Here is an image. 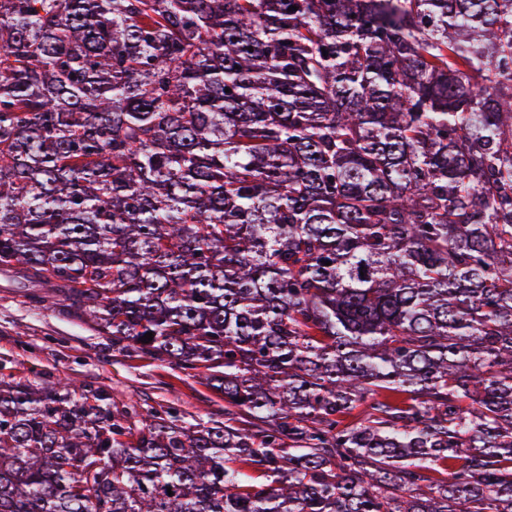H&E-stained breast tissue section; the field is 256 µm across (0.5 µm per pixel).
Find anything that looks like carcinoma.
Instances as JSON below:
<instances>
[{"label": "carcinoma", "instance_id": "cac0c4a2", "mask_svg": "<svg viewBox=\"0 0 512 512\" xmlns=\"http://www.w3.org/2000/svg\"><path fill=\"white\" fill-rule=\"evenodd\" d=\"M0 267L241 422L1 374L0 512H512V0H0Z\"/></svg>", "mask_w": 512, "mask_h": 512}]
</instances>
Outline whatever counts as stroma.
I'll return each mask as SVG.
<instances>
[{
    "label": "stroma",
    "mask_w": 512,
    "mask_h": 512,
    "mask_svg": "<svg viewBox=\"0 0 512 512\" xmlns=\"http://www.w3.org/2000/svg\"><path fill=\"white\" fill-rule=\"evenodd\" d=\"M32 306L11 274L0 271V367L32 381L69 378L108 388L114 399L175 408L182 421L224 418V401L179 371L142 356L113 352L111 340L76 316L54 289Z\"/></svg>",
    "instance_id": "1"
}]
</instances>
